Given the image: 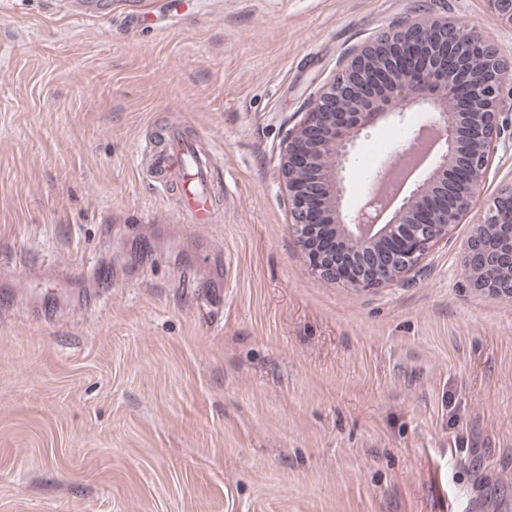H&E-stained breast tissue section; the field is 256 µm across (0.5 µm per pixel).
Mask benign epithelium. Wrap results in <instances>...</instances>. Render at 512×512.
I'll use <instances>...</instances> for the list:
<instances>
[{
  "instance_id": "7a95c632",
  "label": "benign epithelium",
  "mask_w": 512,
  "mask_h": 512,
  "mask_svg": "<svg viewBox=\"0 0 512 512\" xmlns=\"http://www.w3.org/2000/svg\"><path fill=\"white\" fill-rule=\"evenodd\" d=\"M512 56L476 28L446 18H406L339 62L308 112L288 130L281 175L290 230L313 274L362 291L406 278L468 212L504 137L502 100ZM434 121L430 169L386 224L368 198L345 213V160L361 135L404 122L412 109ZM462 265L476 290L512 298V182L486 204Z\"/></svg>"
}]
</instances>
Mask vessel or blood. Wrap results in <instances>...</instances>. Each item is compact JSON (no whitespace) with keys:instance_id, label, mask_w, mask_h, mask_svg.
Segmentation results:
<instances>
[{"instance_id":"b4317fda","label":"vessel or blood","mask_w":512,"mask_h":512,"mask_svg":"<svg viewBox=\"0 0 512 512\" xmlns=\"http://www.w3.org/2000/svg\"><path fill=\"white\" fill-rule=\"evenodd\" d=\"M122 3L123 0H80L74 16L82 20L109 16ZM151 167L157 187L173 186L186 223H217L220 185L212 156L203 143L185 138L178 129L165 130L154 146Z\"/></svg>"}]
</instances>
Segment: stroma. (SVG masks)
Listing matches in <instances>:
<instances>
[{
    "instance_id": "35a3bbf8",
    "label": "stroma",
    "mask_w": 512,
    "mask_h": 512,
    "mask_svg": "<svg viewBox=\"0 0 512 512\" xmlns=\"http://www.w3.org/2000/svg\"><path fill=\"white\" fill-rule=\"evenodd\" d=\"M0 0V512H512V299L461 265L480 200L398 283L314 276L280 151L339 61L403 17L512 54L489 0ZM426 122L373 131L387 162ZM212 143L219 221L152 185ZM111 266L118 282L91 277ZM76 0L69 1L79 5L71 16L76 19L92 20L103 16L112 17L118 6H121L124 0Z\"/></svg>"
}]
</instances>
